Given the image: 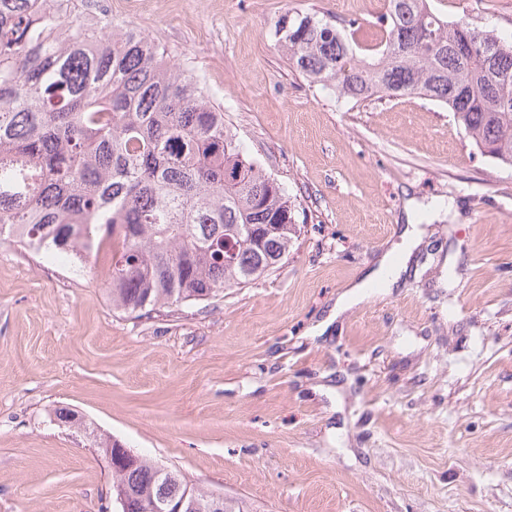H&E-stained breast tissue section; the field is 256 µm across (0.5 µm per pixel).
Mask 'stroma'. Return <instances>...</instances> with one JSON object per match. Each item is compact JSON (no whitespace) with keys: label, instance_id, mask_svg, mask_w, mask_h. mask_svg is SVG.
<instances>
[{"label":"stroma","instance_id":"35a3bbf8","mask_svg":"<svg viewBox=\"0 0 512 512\" xmlns=\"http://www.w3.org/2000/svg\"><path fill=\"white\" fill-rule=\"evenodd\" d=\"M81 2L193 68L297 233L268 276L148 316L112 307L111 241L82 268L0 244V512H116L99 434L253 512H512V165L436 102L337 99L272 36L385 0ZM431 5L512 35V0ZM434 202L402 283L314 335Z\"/></svg>","mask_w":512,"mask_h":512}]
</instances>
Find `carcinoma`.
<instances>
[{
	"instance_id": "cac0c4a2",
	"label": "carcinoma",
	"mask_w": 512,
	"mask_h": 512,
	"mask_svg": "<svg viewBox=\"0 0 512 512\" xmlns=\"http://www.w3.org/2000/svg\"><path fill=\"white\" fill-rule=\"evenodd\" d=\"M365 23L280 17L274 36L302 76L339 98L439 102L489 157L512 164V37L388 0ZM112 238V307L159 312L245 286L288 254L286 188L246 156L203 83L136 30L74 0H0V242L87 260ZM210 492L146 458L112 471L117 512Z\"/></svg>"
}]
</instances>
